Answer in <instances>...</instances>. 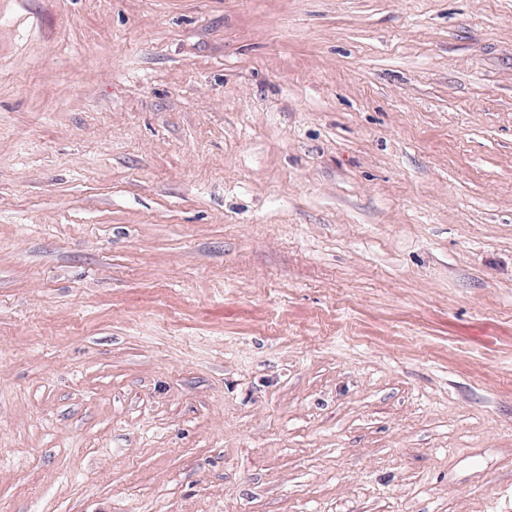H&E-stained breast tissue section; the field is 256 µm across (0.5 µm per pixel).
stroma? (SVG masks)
<instances>
[{
    "instance_id": "stroma-1",
    "label": "stroma",
    "mask_w": 512,
    "mask_h": 512,
    "mask_svg": "<svg viewBox=\"0 0 512 512\" xmlns=\"http://www.w3.org/2000/svg\"><path fill=\"white\" fill-rule=\"evenodd\" d=\"M0 512H512V0H0Z\"/></svg>"
}]
</instances>
